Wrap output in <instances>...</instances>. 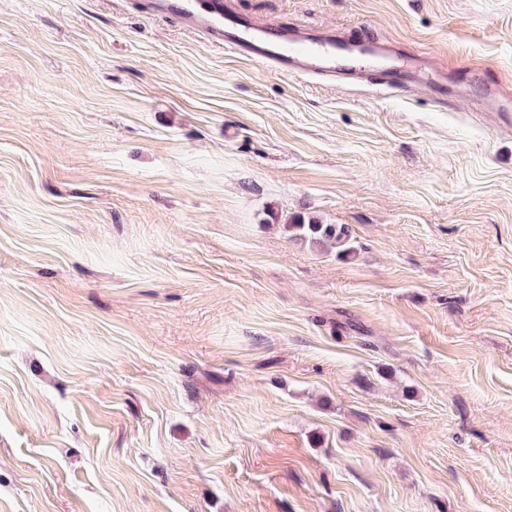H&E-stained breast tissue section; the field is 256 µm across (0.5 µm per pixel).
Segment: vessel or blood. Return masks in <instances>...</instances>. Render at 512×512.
Returning <instances> with one entry per match:
<instances>
[{"label": "vessel or blood", "instance_id": "obj_1", "mask_svg": "<svg viewBox=\"0 0 512 512\" xmlns=\"http://www.w3.org/2000/svg\"><path fill=\"white\" fill-rule=\"evenodd\" d=\"M144 10L208 36L224 52L268 63L289 76L341 75L344 62L361 51L368 59L388 62L389 87L403 90L411 82V60L395 57L386 41L369 39L357 45L320 30L301 38L277 23L261 24L240 17L227 0H147Z\"/></svg>", "mask_w": 512, "mask_h": 512}]
</instances>
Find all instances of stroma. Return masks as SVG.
<instances>
[{"label": "stroma", "mask_w": 512, "mask_h": 512, "mask_svg": "<svg viewBox=\"0 0 512 512\" xmlns=\"http://www.w3.org/2000/svg\"><path fill=\"white\" fill-rule=\"evenodd\" d=\"M232 4L444 87L0 0V512H512V0ZM288 229H294L298 236L308 238L312 243H319L327 249H337V254L351 257L354 255V247L351 245L348 231L344 226L335 224H321L317 220L303 218L300 221L288 224Z\"/></svg>", "instance_id": "obj_1"}]
</instances>
